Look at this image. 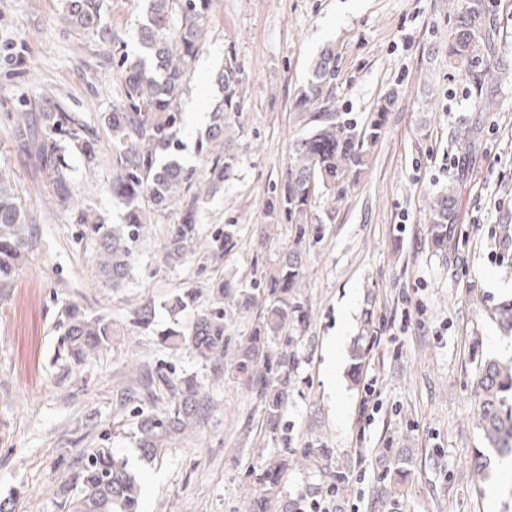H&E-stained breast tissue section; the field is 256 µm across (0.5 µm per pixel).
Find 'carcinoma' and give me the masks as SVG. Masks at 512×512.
<instances>
[{
    "label": "carcinoma",
    "mask_w": 512,
    "mask_h": 512,
    "mask_svg": "<svg viewBox=\"0 0 512 512\" xmlns=\"http://www.w3.org/2000/svg\"><path fill=\"white\" fill-rule=\"evenodd\" d=\"M141 2L138 49L130 52L104 21V0H63L66 21L74 31L112 47L120 100L102 117V125L109 137L110 190L123 209L122 223H106L94 208L79 203L71 187L66 151L82 156L89 167L98 162L97 134L82 117L59 105L7 113L11 141L35 160L38 177L55 209L83 226L81 239L93 250L97 277L112 289L130 278L135 254L148 236L154 214L180 211L178 223L168 225L163 238L162 261L167 267L185 263L198 245L220 258L239 233L236 224L206 233L197 222L202 206L224 189V181L239 165L230 118L241 111L242 78L234 57L227 56L214 74L219 96L196 148L201 167L187 168L177 158L183 148L179 100L203 48L213 0ZM486 14L487 0H464L448 40V60L471 78L472 102L481 111L493 105L496 82L487 64L492 38ZM335 74L336 53L327 47L313 60L309 77L296 95L299 133L274 204L291 225L292 241L282 247L263 278L235 290L222 281L213 284L209 304L196 309L190 326L176 324L161 332L164 343L185 345L199 361L219 370L224 366L230 317L225 300L246 309L262 297L264 308L236 349L233 371L255 395L262 417L260 428L271 435L281 428L293 383L295 355L288 351L292 331L308 317L307 302L298 288L307 252L323 233L322 225L311 222L313 201L327 196L338 202L345 197L367 167L389 109L387 103L377 106L360 125L344 117L334 106ZM457 192V185L450 184L430 204V243L438 250L448 248V225L455 221ZM35 243L34 224L18 189L10 175L0 170V299L7 295L16 270ZM194 302L193 290L188 288L172 293L165 307L177 314ZM154 315V308L144 305L134 311L130 324L148 327ZM53 331L57 336L53 361L67 373L85 369L112 344V319L90 314L75 302L58 308ZM477 373L484 439L500 451L506 447L504 407L506 393L512 391V373L491 360L479 362ZM135 396L139 398L136 443L141 457L150 463L162 459L167 444L193 430L212 409L201 381L162 366L143 378L135 394L116 393L123 405ZM291 467L286 452L250 467L249 512H305L304 505L283 491V479ZM309 478L316 492L324 483L333 492L344 484L340 471L321 465L310 468ZM140 495V481L128 460L107 443L85 449L56 488L61 512H136Z\"/></svg>",
    "instance_id": "cac0c4a2"
}]
</instances>
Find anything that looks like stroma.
Instances as JSON below:
<instances>
[{"label": "stroma", "instance_id": "stroma-1", "mask_svg": "<svg viewBox=\"0 0 512 512\" xmlns=\"http://www.w3.org/2000/svg\"><path fill=\"white\" fill-rule=\"evenodd\" d=\"M461 0H214L208 33L181 97L186 125L184 165L199 166L196 140L205 134L215 96L212 75L235 56L243 110L233 116L240 164L199 214V222L236 224L237 242L219 259L194 256L164 267V227L152 225L140 266L126 288L112 291L91 276L92 255L68 217L55 212L17 151L5 115L49 98L101 129L119 99L108 49L78 35L61 0H0V168L13 174L36 223L37 245L18 268L15 288L0 301V498L15 512H57L53 489L83 449L109 439L142 482L138 512H247V468L295 452L284 489L309 495L298 453H327L346 481L340 512H512V463L486 452L479 425L478 360L512 361V331L500 324L512 304V0H489L487 23L498 76L496 105L472 106L468 84L448 65L445 47ZM336 52V108L363 121L393 96L384 131L366 172L338 203L323 240L307 255L301 294L311 306L294 335V385L282 430L261 433L260 415L239 380H215L188 349H166L159 330L171 319L163 303L178 288L207 303L210 283L232 286L259 278L292 239L273 205L297 133L293 103L324 47ZM97 166L69 158L78 199L118 223L112 201L109 147ZM460 156V170L441 169ZM458 187L448 249L429 242V202L449 183ZM405 231H398V224ZM274 231L266 249L264 225ZM207 264L205 278L195 268ZM154 267L156 276L145 273ZM112 317L114 336L82 373L53 367V322L62 302ZM155 304L152 329L130 325L133 310ZM339 336L336 387L325 376L326 342ZM378 380L373 409L361 407L354 352ZM194 374L214 410L189 435L173 440L162 461L142 460L132 405L118 388H137L141 371L158 365ZM412 459L395 502L384 501L391 452Z\"/></svg>", "mask_w": 512, "mask_h": 512}]
</instances>
